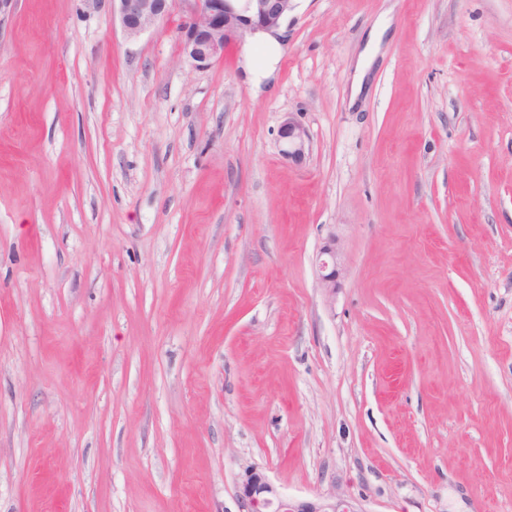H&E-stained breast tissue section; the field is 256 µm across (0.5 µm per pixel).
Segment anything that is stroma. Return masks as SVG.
I'll return each instance as SVG.
<instances>
[{
    "label": "stroma",
    "mask_w": 512,
    "mask_h": 512,
    "mask_svg": "<svg viewBox=\"0 0 512 512\" xmlns=\"http://www.w3.org/2000/svg\"><path fill=\"white\" fill-rule=\"evenodd\" d=\"M182 19L0 25V512H236L246 462L512 512V0H300L206 69ZM370 50V46L365 48L364 51L361 52L357 62L355 63L352 73V96H358L363 89L368 69L374 57V54ZM277 136L282 158L297 163L309 154L311 148L309 132L289 114L281 122ZM341 272V252L336 242V236H330L321 248L318 257V280L326 295L333 296L336 293L337 279Z\"/></svg>",
    "instance_id": "1"
}]
</instances>
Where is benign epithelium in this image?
I'll return each instance as SVG.
<instances>
[{
    "label": "benign epithelium",
    "instance_id": "obj_1",
    "mask_svg": "<svg viewBox=\"0 0 512 512\" xmlns=\"http://www.w3.org/2000/svg\"><path fill=\"white\" fill-rule=\"evenodd\" d=\"M295 8L296 0H112V13L129 40L163 22L173 10H182L181 52L197 69L224 58L230 46H240L260 32L277 31ZM278 142L281 157L295 163L304 160L311 148L308 130L290 115L278 128ZM341 272V252L332 236L318 258V280L326 295L336 293ZM235 500L237 512H360L334 493L310 499L288 497L254 464L242 467Z\"/></svg>",
    "mask_w": 512,
    "mask_h": 512
}]
</instances>
